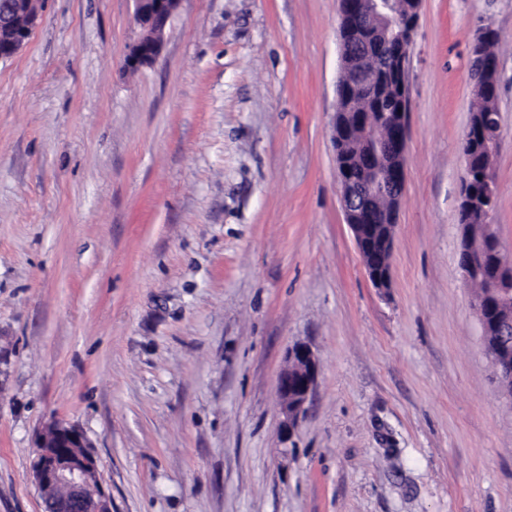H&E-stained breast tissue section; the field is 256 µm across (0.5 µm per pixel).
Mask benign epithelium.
<instances>
[{"mask_svg":"<svg viewBox=\"0 0 512 512\" xmlns=\"http://www.w3.org/2000/svg\"><path fill=\"white\" fill-rule=\"evenodd\" d=\"M34 0H0V61L13 58L29 41L39 19ZM136 24L143 37L131 48L126 64L137 67L152 62L159 54L167 24L179 0H134ZM392 0H340L346 26L339 34L341 65L349 66L350 77L337 86V111L348 101L374 95L381 75L389 76L394 90L391 108L379 113L385 127L381 139L369 135L370 113L359 112L349 125L333 129L335 144L355 140L354 153L336 149V167L340 199L346 223L361 250L372 255L392 252L397 210L384 211L379 199H401L406 178V147L410 93L408 60L421 0H403L400 13L391 10ZM494 31L484 29L471 46L475 64V84L486 90L496 85L497 61L486 54V45ZM462 156L466 165V184L478 183L479 192L463 194L464 216L482 207L478 195L493 198L497 191L490 162L497 152L498 124H483L467 129ZM459 265L462 279L480 272L486 292L472 297L484 332L496 337L487 350L502 396L512 401V318L490 314L492 307H512V258L505 255L498 240L483 238L477 242L460 236ZM372 285L385 290L391 284L389 261L365 264ZM317 376V364L310 349L297 345L288 354V367L278 381L281 402L282 436L288 439L297 417L308 401ZM41 493L43 512H112V501L98 482L97 461L88 451L82 433L63 422L48 426L39 437L31 466Z\"/></svg>","mask_w":512,"mask_h":512,"instance_id":"7a95c632","label":"benign epithelium"}]
</instances>
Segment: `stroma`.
<instances>
[{
	"instance_id": "35a3bbf8",
	"label": "stroma",
	"mask_w": 512,
	"mask_h": 512,
	"mask_svg": "<svg viewBox=\"0 0 512 512\" xmlns=\"http://www.w3.org/2000/svg\"><path fill=\"white\" fill-rule=\"evenodd\" d=\"M44 0L0 62V512L78 429L112 512H512V403L459 267L470 45L497 30L492 222L512 256V0H422L391 284L340 202L339 0ZM318 365L289 440L278 379ZM180 0H134L136 24L143 37L131 48L126 57L129 67L152 62L159 54L161 39Z\"/></svg>"
}]
</instances>
